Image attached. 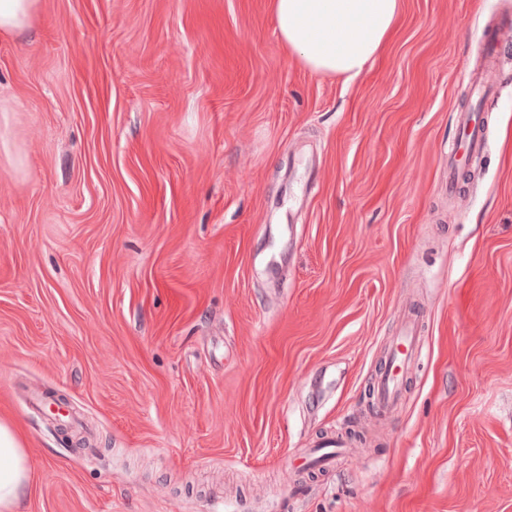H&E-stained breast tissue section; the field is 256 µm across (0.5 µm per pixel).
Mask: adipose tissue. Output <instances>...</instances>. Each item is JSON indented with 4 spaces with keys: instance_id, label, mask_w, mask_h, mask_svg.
Masks as SVG:
<instances>
[{
    "instance_id": "1",
    "label": "adipose tissue",
    "mask_w": 512,
    "mask_h": 512,
    "mask_svg": "<svg viewBox=\"0 0 512 512\" xmlns=\"http://www.w3.org/2000/svg\"><path fill=\"white\" fill-rule=\"evenodd\" d=\"M284 49L316 73L359 77L394 30L400 0H269ZM30 483L25 448L0 419V512H23Z\"/></svg>"
}]
</instances>
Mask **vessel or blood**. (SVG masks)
I'll return each instance as SVG.
<instances>
[{"label":"vessel or blood","mask_w":512,"mask_h":512,"mask_svg":"<svg viewBox=\"0 0 512 512\" xmlns=\"http://www.w3.org/2000/svg\"><path fill=\"white\" fill-rule=\"evenodd\" d=\"M499 52L497 39L481 34L477 48V65L471 73L476 95H483L481 73L495 63ZM484 147L481 117L471 112L464 116L461 132L455 147L449 153V172H456L462 161L477 158ZM422 338L419 324L406 319L400 332L391 341L386 369L380 373L373 386L374 404L378 411L388 414L396 410L404 382V375L421 355Z\"/></svg>","instance_id":"b4317fda"}]
</instances>
